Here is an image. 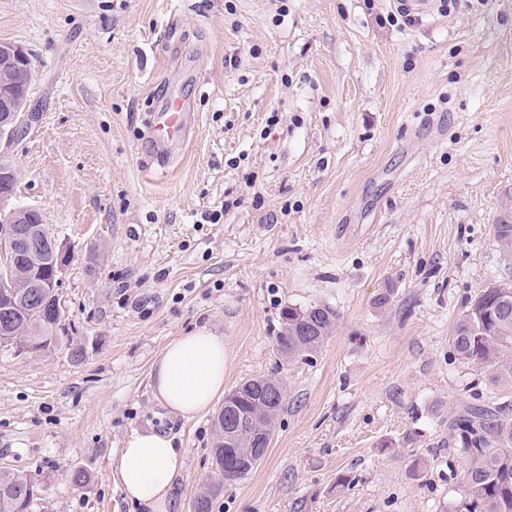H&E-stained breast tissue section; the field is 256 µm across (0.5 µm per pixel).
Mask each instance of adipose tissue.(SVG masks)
Segmentation results:
<instances>
[{
  "label": "adipose tissue",
  "instance_id": "obj_1",
  "mask_svg": "<svg viewBox=\"0 0 512 512\" xmlns=\"http://www.w3.org/2000/svg\"><path fill=\"white\" fill-rule=\"evenodd\" d=\"M156 400L171 414L192 419L207 413L224 392V339L199 329L167 343L149 374ZM112 476L136 512H168L184 471L173 440L155 429L136 431L113 449Z\"/></svg>",
  "mask_w": 512,
  "mask_h": 512
}]
</instances>
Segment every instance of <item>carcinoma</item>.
I'll list each match as a JSON object with an SVG mask.
<instances>
[{"mask_svg":"<svg viewBox=\"0 0 512 512\" xmlns=\"http://www.w3.org/2000/svg\"><path fill=\"white\" fill-rule=\"evenodd\" d=\"M505 288L482 289L470 299L454 328L456 354L469 362L491 368L493 380L512 384V303L501 302ZM53 299L39 288L29 290V298L17 310L0 309V325L9 335H0V345L11 346L17 338L37 344V351L50 349L62 319L55 316ZM337 315L330 309L310 306L289 309L283 314L276 344L282 355L295 358L316 350L334 331ZM241 414L247 422L242 440L256 431L271 436L273 423L260 420L266 399L249 392L246 383L238 385ZM461 454L467 459L462 472L465 495L456 512H512V422L501 420L489 425L478 416L461 420ZM251 449L224 447V434L214 431L212 449L216 476L220 481L197 497L195 512H209L212 498L224 483L243 479L255 467ZM39 487L26 474L0 472V512H27Z\"/></svg>","mask_w":512,"mask_h":512,"instance_id":"obj_1","label":"carcinoma"}]
</instances>
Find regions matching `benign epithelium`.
<instances>
[{"instance_id": "obj_1", "label": "benign epithelium", "mask_w": 512, "mask_h": 512, "mask_svg": "<svg viewBox=\"0 0 512 512\" xmlns=\"http://www.w3.org/2000/svg\"><path fill=\"white\" fill-rule=\"evenodd\" d=\"M32 69L27 67V54L13 44H0V139L11 143L21 128L30 121L26 112L27 88L30 85ZM16 179L11 164L0 160V255L8 257L12 249L25 245L29 258L45 251L52 259V277L49 282H41V275L27 273L20 275L17 265L6 263L0 268V286L11 288L6 295L9 304L16 305L21 296L16 288H52L60 280L69 257L67 246L51 236L45 227L39 210L20 207L13 202L11 183Z\"/></svg>"}]
</instances>
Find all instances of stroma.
Wrapping results in <instances>:
<instances>
[{"label":"stroma","instance_id":"35a3bbf8","mask_svg":"<svg viewBox=\"0 0 512 512\" xmlns=\"http://www.w3.org/2000/svg\"><path fill=\"white\" fill-rule=\"evenodd\" d=\"M394 9L0 0V42L34 57V119L0 151L16 203L72 255L56 344L0 346V471L39 482L30 512H131L110 452L150 428L182 453L176 512H194L214 416L169 415L149 370L202 327L224 338L225 390H285L263 461L212 512H453L457 419H512V385L452 344L476 293L512 286L495 232L512 216V0L412 26L384 23ZM169 95L195 117L166 160L146 121ZM313 304L335 332L281 356L284 310Z\"/></svg>","mask_w":512,"mask_h":512}]
</instances>
